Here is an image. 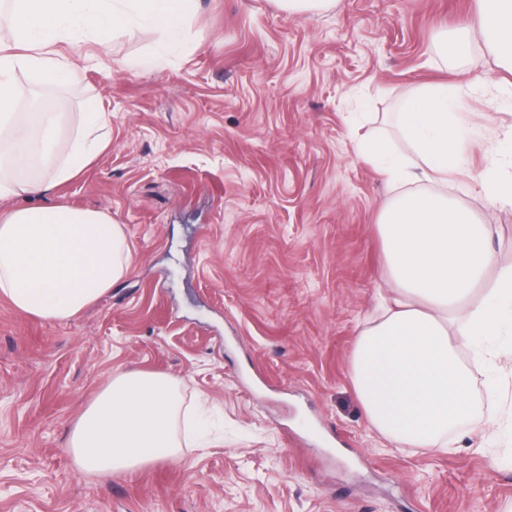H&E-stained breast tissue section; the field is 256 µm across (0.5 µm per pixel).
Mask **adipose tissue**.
<instances>
[{
    "label": "adipose tissue",
    "instance_id": "adipose-tissue-1",
    "mask_svg": "<svg viewBox=\"0 0 512 512\" xmlns=\"http://www.w3.org/2000/svg\"><path fill=\"white\" fill-rule=\"evenodd\" d=\"M475 27L454 43L468 55L481 40L501 66L512 69V0H478ZM14 45L0 46V198L23 197L0 214V298L48 324L79 314L129 272L130 249L121 225L102 210L47 201L78 177L106 148L95 135L105 114L87 103L75 124L82 137L65 160L52 146L60 133L55 113H39L29 126L15 110L23 90L13 74L24 67L49 83L74 79L53 45L77 30L101 42L151 24L177 44L197 0H12ZM454 90L432 84L417 92L400 114L404 137L417 154L405 166L377 142L360 154L384 173L413 186L379 219L385 272L394 285L392 304L364 328L351 355V381L368 421L398 448H445L450 431L472 409L470 374L463 349L483 338L512 337V265L498 264L495 229L470 208L420 182L444 183L462 163L465 128L448 103ZM39 161L40 179L21 181L14 170ZM188 409L169 376L132 369L109 378L73 424L67 452L92 476L132 474L178 459L192 447L180 426Z\"/></svg>",
    "mask_w": 512,
    "mask_h": 512
}]
</instances>
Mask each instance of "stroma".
Returning <instances> with one entry per match:
<instances>
[{
    "mask_svg": "<svg viewBox=\"0 0 512 512\" xmlns=\"http://www.w3.org/2000/svg\"><path fill=\"white\" fill-rule=\"evenodd\" d=\"M477 0H200L180 47L150 24L108 49L55 44L77 65L73 112L98 100L110 142L53 201L107 211L126 278L47 326L0 300V512H512V357L462 352L472 420L455 447L403 451L368 423L350 376L360 331L392 292L378 228L399 195L356 145L414 154L397 114L421 87H459L467 165L440 190L495 228L512 263V206L484 189L512 168V99L481 45L454 54ZM174 378L208 444L139 473L90 479L66 451L111 375Z\"/></svg>",
    "mask_w": 512,
    "mask_h": 512,
    "instance_id": "obj_1",
    "label": "stroma"
}]
</instances>
